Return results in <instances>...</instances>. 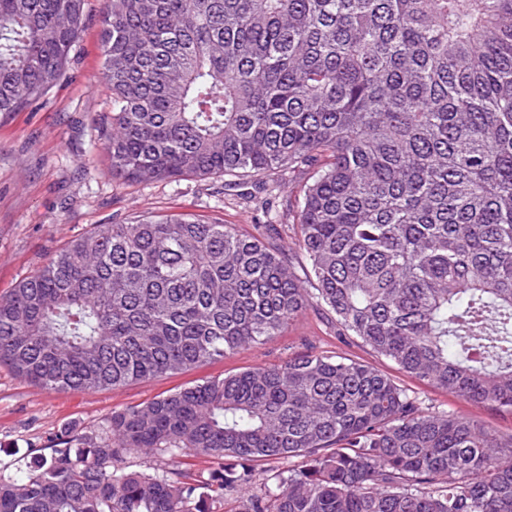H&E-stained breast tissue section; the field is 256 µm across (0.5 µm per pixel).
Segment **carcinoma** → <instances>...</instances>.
<instances>
[{
  "label": "carcinoma",
  "mask_w": 512,
  "mask_h": 512,
  "mask_svg": "<svg viewBox=\"0 0 512 512\" xmlns=\"http://www.w3.org/2000/svg\"><path fill=\"white\" fill-rule=\"evenodd\" d=\"M86 20L85 0H0V113L48 95ZM101 24L112 175L255 179L283 195L313 289L279 224H100L0 296V364L45 391L108 389L260 344L314 304L410 377L512 412V0H104ZM44 450L0 467V512L227 495L232 512H512V435L313 350ZM138 452L155 465L130 469Z\"/></svg>",
  "instance_id": "obj_1"
}]
</instances>
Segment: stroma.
Returning a JSON list of instances; mask_svg holds the SVG:
<instances>
[{"label": "stroma", "instance_id": "stroma-1", "mask_svg": "<svg viewBox=\"0 0 512 512\" xmlns=\"http://www.w3.org/2000/svg\"><path fill=\"white\" fill-rule=\"evenodd\" d=\"M101 0H88L87 27L67 77L21 112L0 114V296L43 265L65 243L97 224L187 213L257 232L263 197L252 185L225 188L220 178L145 184L114 177L95 131L112 108L102 75ZM373 364L415 393L424 406L478 420L512 435V413L472 405L398 372L368 348L337 335L316 307L261 344L192 370L95 392L45 391L0 364V467L25 465L37 448L67 427L93 429L112 412L143 405L184 384L251 368L274 367L306 348Z\"/></svg>", "mask_w": 512, "mask_h": 512}]
</instances>
